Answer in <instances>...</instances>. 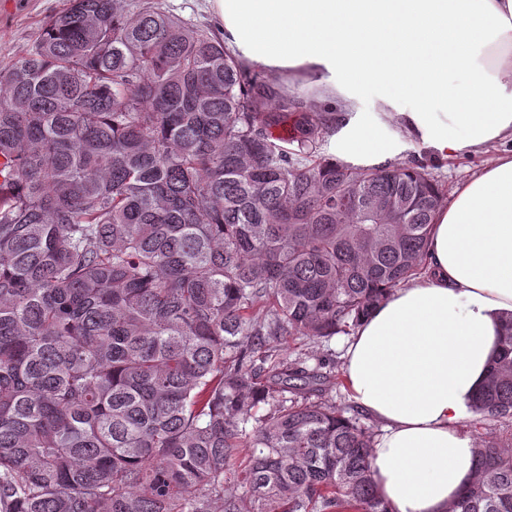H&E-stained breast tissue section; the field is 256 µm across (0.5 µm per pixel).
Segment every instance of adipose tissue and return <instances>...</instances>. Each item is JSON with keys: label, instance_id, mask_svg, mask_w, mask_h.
I'll return each mask as SVG.
<instances>
[{"label": "adipose tissue", "instance_id": "adipose-tissue-1", "mask_svg": "<svg viewBox=\"0 0 512 512\" xmlns=\"http://www.w3.org/2000/svg\"><path fill=\"white\" fill-rule=\"evenodd\" d=\"M249 68L336 101L331 149L352 166L512 142V0H208ZM377 109L363 111L367 91ZM433 101L444 111H428ZM512 315V152L440 207L421 275L362 320L350 399L381 427L371 468L394 512H448L474 477L468 408Z\"/></svg>", "mask_w": 512, "mask_h": 512}]
</instances>
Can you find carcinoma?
<instances>
[{
	"mask_svg": "<svg viewBox=\"0 0 512 512\" xmlns=\"http://www.w3.org/2000/svg\"><path fill=\"white\" fill-rule=\"evenodd\" d=\"M329 121L163 0H68L0 71V512H391L334 367L272 344L417 274L445 186ZM470 411L512 423V317ZM474 455L448 512H512V437Z\"/></svg>",
	"mask_w": 512,
	"mask_h": 512,
	"instance_id": "carcinoma-1",
	"label": "carcinoma"
}]
</instances>
